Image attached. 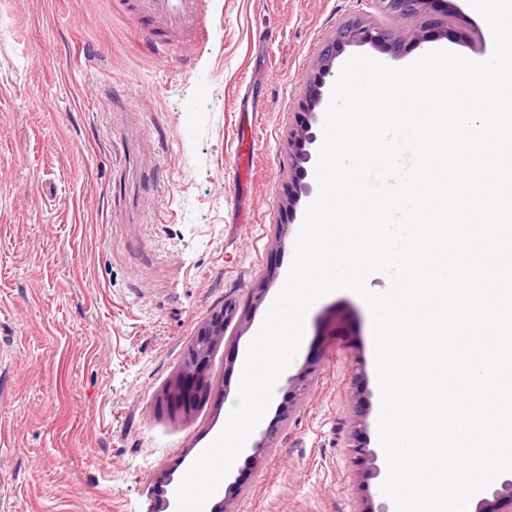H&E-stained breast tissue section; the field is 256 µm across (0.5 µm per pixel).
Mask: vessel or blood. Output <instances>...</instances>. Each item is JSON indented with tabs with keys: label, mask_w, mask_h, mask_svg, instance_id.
<instances>
[{
	"label": "vessel or blood",
	"mask_w": 512,
	"mask_h": 512,
	"mask_svg": "<svg viewBox=\"0 0 512 512\" xmlns=\"http://www.w3.org/2000/svg\"><path fill=\"white\" fill-rule=\"evenodd\" d=\"M141 36L165 51L201 46L208 39L207 0H126Z\"/></svg>",
	"instance_id": "b4317fda"
}]
</instances>
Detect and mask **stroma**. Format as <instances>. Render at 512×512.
<instances>
[{
    "instance_id": "obj_1",
    "label": "stroma",
    "mask_w": 512,
    "mask_h": 512,
    "mask_svg": "<svg viewBox=\"0 0 512 512\" xmlns=\"http://www.w3.org/2000/svg\"><path fill=\"white\" fill-rule=\"evenodd\" d=\"M364 0H210L209 39L153 52L111 0H0V512H150L160 475L183 476L224 426L246 351L283 286L288 130L305 81ZM431 35L394 67L443 48L480 61L489 28L467 0H433ZM252 124L248 187L235 153ZM288 224L285 236L277 227ZM266 285V304L251 307ZM235 302L188 400L175 387L199 327ZM309 386L259 464L237 458L239 512H356L383 502L342 428L380 395L371 318L336 291L307 314L277 381Z\"/></svg>"
}]
</instances>
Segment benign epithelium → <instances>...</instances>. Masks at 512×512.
Listing matches in <instances>:
<instances>
[{
	"label": "benign epithelium",
	"mask_w": 512,
	"mask_h": 512,
	"mask_svg": "<svg viewBox=\"0 0 512 512\" xmlns=\"http://www.w3.org/2000/svg\"><path fill=\"white\" fill-rule=\"evenodd\" d=\"M432 0H371L378 13L391 20L405 22L399 32L386 28L371 18L355 17L336 28L332 38L322 50L314 70L306 79L304 98L299 103L301 118L288 131V155L290 158V186L288 187V210L291 218H296L297 206L302 198L312 193V185L306 181L307 164L313 159V145L318 141V116L316 107L321 101V88L326 77L331 75L337 48L346 45H366L375 47L399 48L406 41H422L427 38L430 27L427 23H415L413 19L423 16ZM236 307L229 305L221 314L203 324L188 348V361L184 377L202 378L205 367L214 348L224 339V327ZM308 388V380L300 373L288 379V400L276 409L274 426L261 432L251 443L248 460L260 462L274 448L279 434L286 429L302 396ZM368 410L361 408L355 412L347 433L346 447L360 470L372 475L380 473L379 456L369 447L363 436L367 423ZM163 482L170 487L169 498L154 512H176L175 491L178 482L174 475H164ZM475 512H512V478L505 479L492 491V499L483 498L475 506Z\"/></svg>",
	"instance_id": "benign-epithelium-1"
}]
</instances>
